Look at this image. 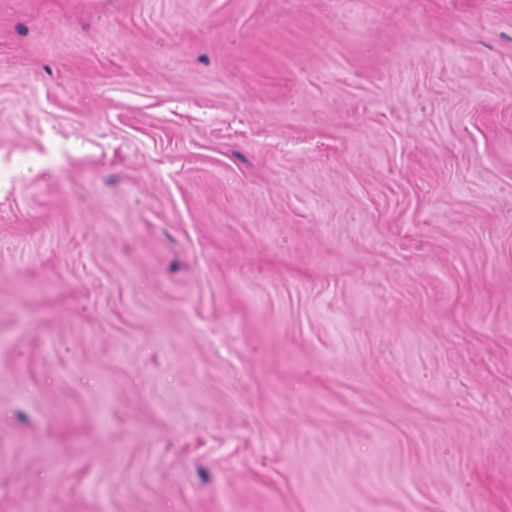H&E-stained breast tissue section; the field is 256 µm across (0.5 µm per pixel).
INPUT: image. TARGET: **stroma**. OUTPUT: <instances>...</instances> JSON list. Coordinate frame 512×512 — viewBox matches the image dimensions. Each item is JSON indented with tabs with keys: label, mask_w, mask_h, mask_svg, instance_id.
<instances>
[{
	"label": "stroma",
	"mask_w": 512,
	"mask_h": 512,
	"mask_svg": "<svg viewBox=\"0 0 512 512\" xmlns=\"http://www.w3.org/2000/svg\"><path fill=\"white\" fill-rule=\"evenodd\" d=\"M0 512H512V0H0ZM45 142L47 146V154L40 161L30 165L27 170L28 175H35L45 163L59 158L66 150L69 149V144L56 136L51 130L46 132Z\"/></svg>",
	"instance_id": "35a3bbf8"
}]
</instances>
